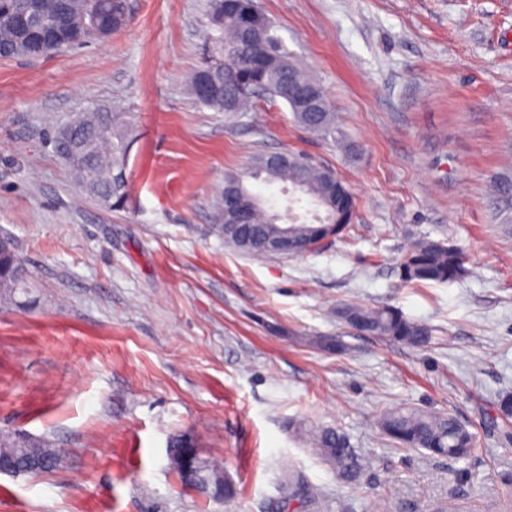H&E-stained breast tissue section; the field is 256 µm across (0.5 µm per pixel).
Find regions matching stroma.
<instances>
[{
    "label": "stroma",
    "mask_w": 512,
    "mask_h": 512,
    "mask_svg": "<svg viewBox=\"0 0 512 512\" xmlns=\"http://www.w3.org/2000/svg\"><path fill=\"white\" fill-rule=\"evenodd\" d=\"M325 89L340 134L283 101L225 117L186 96L217 32L210 0H129L110 38L0 58V233L34 305L0 304V429L52 435L55 470L0 475V512H512V0H259ZM105 107L135 128L129 198L106 208L49 141ZM293 151L331 167L357 208L348 236L263 259L210 231L224 177ZM419 239L467 256L446 284L403 283ZM391 306L430 326L412 347L354 331L338 306ZM339 338L343 352L313 344ZM411 407L476 435L467 460L383 435ZM333 425L363 459L337 480L296 424ZM186 435L235 495L185 486ZM303 482L289 497L288 474ZM191 440L187 438L186 436H178L173 438V442L171 445V448H169V460L172 468L174 471L179 475V477L182 479V482L191 488H193V480L192 476L187 474L189 473H197L201 470L202 467V457L200 456V452L198 448L187 447ZM183 448V449H182ZM182 449V456L180 458V464L183 469V471L180 469L179 466V457L181 454Z\"/></svg>",
    "instance_id": "stroma-1"
}]
</instances>
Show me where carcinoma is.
<instances>
[{"label":"carcinoma","mask_w":512,"mask_h":512,"mask_svg":"<svg viewBox=\"0 0 512 512\" xmlns=\"http://www.w3.org/2000/svg\"><path fill=\"white\" fill-rule=\"evenodd\" d=\"M62 2L0 0V58L21 56L19 46L29 41L27 32L15 23V17L24 12L43 17L55 36L52 46L28 52L26 57L30 59L73 49L99 37L93 10H102V0H83L88 14L86 20L78 12L73 15L62 12L59 9ZM249 5L250 0H211V21L220 35L215 38L211 50L212 60L192 76L188 94L197 103L226 116L246 111L252 98L259 94L273 100L280 99L287 104L297 123L323 138H336V116L324 89L293 61L274 23L267 21L257 39L246 45L242 43L241 30L249 16ZM128 21L126 0H112L109 14L101 18L102 30L110 34ZM212 67L221 69V77L212 92L202 96L198 93V84L203 72ZM288 75L295 84L315 93L321 111H300L297 103L288 97V81L284 80ZM132 133L131 124L123 116L105 109L96 111L95 124L75 126V144L80 154L79 163L71 165L75 179L90 196L113 210L124 207L128 198L126 164L133 141ZM294 157L296 163L271 171L260 168L255 158L247 171L226 177L224 185L237 186L253 205L247 213V223L235 226L228 223L225 199L219 198L215 205L216 224L213 229L224 238L225 245L262 257L265 252L243 244L239 233L265 236L283 221V217L268 211L250 190L246 184L249 178L285 183L315 204L314 222L293 226L292 252L298 253L307 245L321 241L324 224L336 225L338 237L346 231L357 208L356 198L348 185L335 170L316 165L301 153L294 154ZM23 265L25 262L17 251L0 252V302H21L17 294L23 291V284L16 282L15 270ZM399 268L405 282L443 284L463 276L465 257L455 246L421 239L407 249ZM336 315L360 332L409 346H424L432 338L430 327L411 321L387 306L364 308L345 304L337 309ZM379 427L385 435L407 448H423L449 460L466 459L476 451L475 436L449 413L399 408L384 413L379 419ZM311 439L315 452L339 480L353 482L360 477L362 463L346 433L336 427H322L311 434ZM189 443L190 439L185 436L173 438L169 460L182 482L191 487L192 476L179 466L181 449ZM0 448L8 450L9 456L17 462V473L23 475L53 470L61 464L63 457L61 449L48 434L34 437L0 430Z\"/></svg>","instance_id":"cac0c4a2"}]
</instances>
